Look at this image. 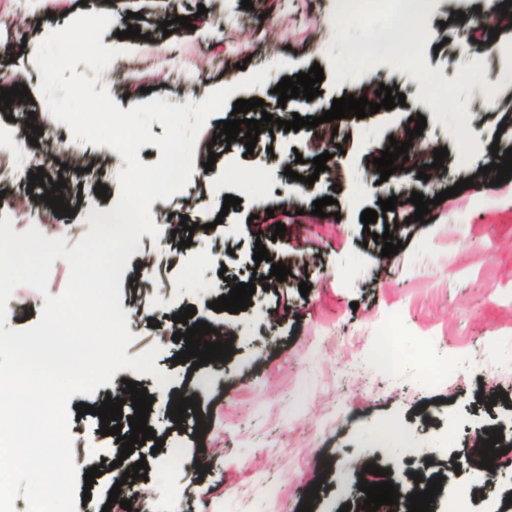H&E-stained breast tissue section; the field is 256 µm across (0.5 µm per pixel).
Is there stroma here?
<instances>
[{"instance_id": "35a3bbf8", "label": "stroma", "mask_w": 512, "mask_h": 512, "mask_svg": "<svg viewBox=\"0 0 512 512\" xmlns=\"http://www.w3.org/2000/svg\"><path fill=\"white\" fill-rule=\"evenodd\" d=\"M46 2L0 0V69L30 94L10 111L0 110V165L15 171L0 181V191L18 202L0 205V217H9L15 232L34 225L73 248L91 228L90 213L108 211L117 199L125 167L110 147L73 140L65 123L53 122L39 136L27 128L29 117L49 115L32 57L50 31L83 13L112 15L101 42L121 54L97 84L124 111L156 98L197 104L213 89L235 88L233 102L210 116L198 135L186 187L152 202L160 235H142L120 279V306L132 335L126 353L156 350L166 383L122 369L93 395L70 399L100 406L122 397L127 379L154 395V436L126 459L130 465L146 460L149 470L130 481L125 499L139 512H298L310 493L312 512H340L361 498L366 465L388 470L389 481L406 491L419 454L429 452L446 476L432 512H448L457 499L467 512H498L502 491L512 487V450L501 455L491 481L482 470L458 469L451 461L471 448L476 428L494 424L512 436V178L494 186L479 173L493 161L491 145L512 147V25L502 24L497 51L477 72L450 17L461 11L475 19L487 0H431L425 32L382 12L368 23L342 14L339 0H252L249 10L242 0H58L51 11ZM180 16L193 17L194 29L180 26L164 35L161 22ZM131 25L139 26V37H123ZM386 31L397 34L399 45H419L427 70L409 71L390 53L365 63L350 55L351 44ZM240 61L245 69H237ZM316 64L324 73L319 96L284 107L299 116H321L333 100L368 95L382 84L405 94V102L362 119L296 132L264 130L251 152L239 141L213 142L235 100L258 98L267 113L279 114L284 108L274 87ZM261 68L268 71L264 85L237 89ZM140 73L149 76L148 92L127 83ZM487 73L493 82L484 81ZM437 95L446 101L440 112L432 104ZM419 114L427 122L424 143L448 151L442 168L426 181L413 170L381 179L374 157ZM324 147L335 162L318 173L312 161ZM66 150L90 173L64 167ZM213 152L217 161L205 170ZM297 153L302 162L285 176L284 159ZM37 171L46 182L65 181L74 216L59 218L43 199L44 187L31 186ZM310 175L316 178L311 185ZM467 178L472 188L435 203L442 190ZM99 184L108 187L107 198L97 197ZM415 191L433 202L428 222L412 219ZM228 195L240 198V206L224 209ZM326 196L333 202L324 216L313 215L314 201ZM392 196L396 210L364 227L362 212ZM184 215L202 227L182 248L165 227ZM394 220L393 236L403 247L385 257L382 241L367 234L384 233ZM279 223L286 231L276 240ZM256 240L289 267L286 282L268 276L267 263L253 264ZM224 246L228 254L216 258ZM69 275L59 258L47 293L17 288L7 302V328L37 323L45 295H60ZM132 280L138 291L128 289ZM303 281L310 288L305 296ZM249 282L255 292L245 311L209 308L211 296ZM188 305L221 341L231 342L229 359L194 371L175 363L183 346L173 341L165 314ZM379 353L391 359V370L377 363ZM181 395L195 397L199 411L187 413L177 429L170 406ZM70 435L78 469L119 456V443L101 434L98 416L71 418ZM203 455L208 464L202 469Z\"/></svg>"}]
</instances>
